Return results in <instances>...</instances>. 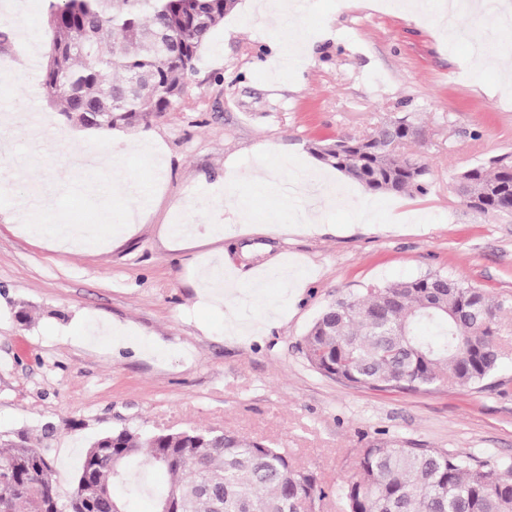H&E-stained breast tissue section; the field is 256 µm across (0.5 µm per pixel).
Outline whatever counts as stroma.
<instances>
[{"mask_svg": "<svg viewBox=\"0 0 512 512\" xmlns=\"http://www.w3.org/2000/svg\"><path fill=\"white\" fill-rule=\"evenodd\" d=\"M299 28L309 52L284 66L280 44L259 15L235 7L204 46L195 72L167 112L149 126L101 132L68 121L33 95L28 74L34 33L41 55L53 32L44 0H0V113L38 107L43 127L16 123V143L0 155L10 171L0 190L64 195L40 209L51 224H94L109 232L132 204L134 181L156 195L136 233L102 252H65L0 213V441L27 438L53 468L68 499L88 446L122 427L154 432L231 430L286 449L326 491L317 512H344L338 484L356 471L370 442L398 439L460 455L512 459V311L499 325L505 389L445 387L429 392L348 386L311 368L303 338L322 308L372 283L427 272L459 276L512 301V214L463 205L454 178L476 164L512 159V90L495 73L473 77L467 52L449 50L438 30L372 0H311ZM423 127L417 150L431 168L423 195H376L338 179L319 231L290 229L292 201L254 192L253 171L287 163L320 170L308 152L326 136H359L399 117ZM162 149V164L121 163L101 201L81 195L92 170L59 180L64 158L111 160L127 142ZM371 219L354 224L350 205ZM191 215L196 238L172 246L165 227ZM224 227L223 237L210 233ZM223 255L251 288L246 318L280 308L254 336L225 334L216 314L196 305L200 264ZM128 331L130 345L90 348L77 328L99 321ZM160 471L135 472L119 495L126 512H154L166 489Z\"/></svg>", "mask_w": 512, "mask_h": 512, "instance_id": "stroma-1", "label": "stroma"}]
</instances>
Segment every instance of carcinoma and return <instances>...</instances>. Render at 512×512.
<instances>
[{
    "label": "carcinoma",
    "instance_id": "carcinoma-1",
    "mask_svg": "<svg viewBox=\"0 0 512 512\" xmlns=\"http://www.w3.org/2000/svg\"><path fill=\"white\" fill-rule=\"evenodd\" d=\"M51 50L46 102L86 128L149 125L167 111L204 44L236 0H47ZM424 138L403 117L359 137L308 146L322 165L372 194L424 195L430 168L406 148ZM457 195L482 213L512 199V167L497 161L457 176ZM512 308L441 272L371 285L327 304L303 338L307 363L337 381L378 391L482 389L503 353L500 317ZM422 325L436 330L419 333ZM172 480L156 499L171 512H315L325 490L265 440L189 428L146 434L123 428L86 450L69 512H124L115 488L130 469ZM347 512H512V463L492 464L423 444L377 441L339 487ZM52 467L27 441L0 442V512H59Z\"/></svg>",
    "mask_w": 512,
    "mask_h": 512
}]
</instances>
